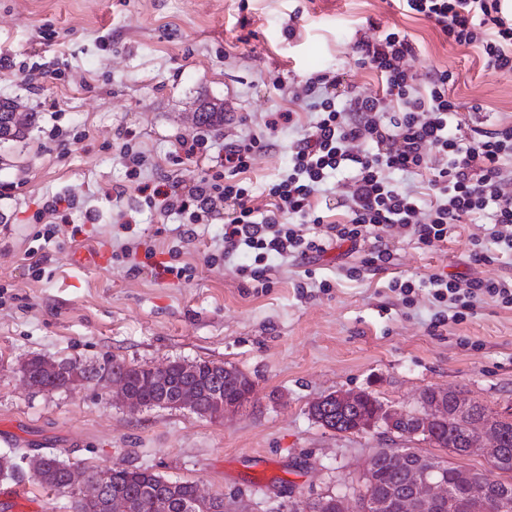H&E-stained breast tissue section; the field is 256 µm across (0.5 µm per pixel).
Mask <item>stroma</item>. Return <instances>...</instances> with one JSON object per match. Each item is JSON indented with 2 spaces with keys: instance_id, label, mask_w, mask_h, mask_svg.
<instances>
[{
  "instance_id": "obj_1",
  "label": "stroma",
  "mask_w": 512,
  "mask_h": 512,
  "mask_svg": "<svg viewBox=\"0 0 512 512\" xmlns=\"http://www.w3.org/2000/svg\"><path fill=\"white\" fill-rule=\"evenodd\" d=\"M394 24L417 44L412 69L452 72L462 102L512 122V73L482 70L475 49L445 42L394 0H0V56L61 69L38 89L0 69V103L25 104L30 116L22 135L0 142V454L51 451L94 470L148 468L196 482L235 512H294L334 490L356 500L366 460L411 445L379 428L321 427L309 407L326 394L360 390L409 412L422 390L451 387L512 407V309L486 299L436 327L439 305L424 285L434 273L512 277V258L485 239L484 220L456 225L436 247L397 236L392 264L378 269L364 266V252L334 248L314 263V287H304L303 266L288 263L258 288L237 271L244 257L207 265L223 220L196 225L175 255L182 216L159 217L143 202L145 186L200 177L224 159L215 147L185 156L182 141L204 130L231 140L261 134L266 113L288 109L289 85L306 74L337 69L361 93L378 94V78L350 44ZM205 102L223 107V123L197 122ZM129 138L149 159L136 177L119 154ZM289 140L280 134L255 156L247 173L255 194L287 166ZM56 194L76 204L47 242L33 215ZM474 236L489 262L470 261ZM150 247L181 277L129 274ZM33 258L43 261L41 275ZM345 264L357 275L346 276ZM398 279L413 281L409 299L392 291ZM34 356L211 360L246 373L253 397L216 421L131 411L92 384L30 389L19 366ZM18 486L43 512H73L68 495L42 489L28 468L0 479V493Z\"/></svg>"
}]
</instances>
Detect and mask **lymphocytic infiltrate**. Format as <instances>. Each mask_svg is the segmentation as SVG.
<instances>
[{
  "mask_svg": "<svg viewBox=\"0 0 512 512\" xmlns=\"http://www.w3.org/2000/svg\"><path fill=\"white\" fill-rule=\"evenodd\" d=\"M403 14L424 20L446 41L474 48L487 71L512 72V0H400ZM359 63L374 72L382 91L337 96L344 75L329 69L289 87L313 118L299 126L297 113H272L275 131H298L288 145V167L267 188L259 206L243 175L255 153L271 148L266 136L250 134L224 145L221 170L147 197L159 214H183L188 223L224 219V237L208 263L252 256L240 274L265 285L279 263L294 259L311 268L331 247L356 251L369 244L370 265L389 264L392 230L423 246L446 242L454 225L486 214L501 253L512 255V124L463 122L464 105L451 93V73L419 75L408 64L416 47L410 35L391 26L351 44ZM423 176L422 192L393 182L391 173ZM344 174L338 207L322 206L328 181ZM314 232H307V225ZM434 298L469 308L481 296L512 307V277L460 280L443 273L428 277Z\"/></svg>",
  "mask_w": 512,
  "mask_h": 512,
  "instance_id": "1",
  "label": "lymphocytic infiltrate"
}]
</instances>
